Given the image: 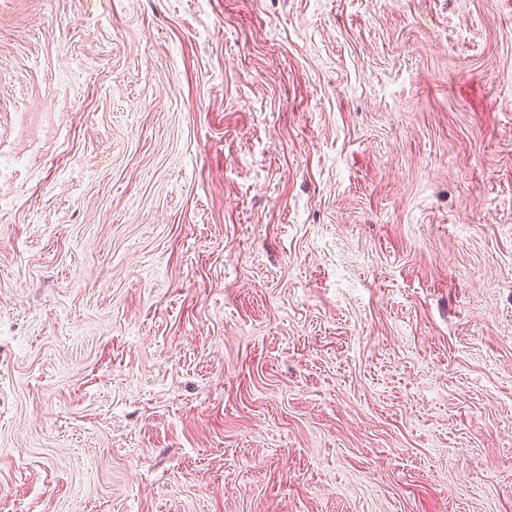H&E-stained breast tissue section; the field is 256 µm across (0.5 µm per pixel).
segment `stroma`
I'll return each mask as SVG.
<instances>
[{"label": "stroma", "instance_id": "35a3bbf8", "mask_svg": "<svg viewBox=\"0 0 512 512\" xmlns=\"http://www.w3.org/2000/svg\"><path fill=\"white\" fill-rule=\"evenodd\" d=\"M0 512H512V0H0Z\"/></svg>", "mask_w": 512, "mask_h": 512}]
</instances>
